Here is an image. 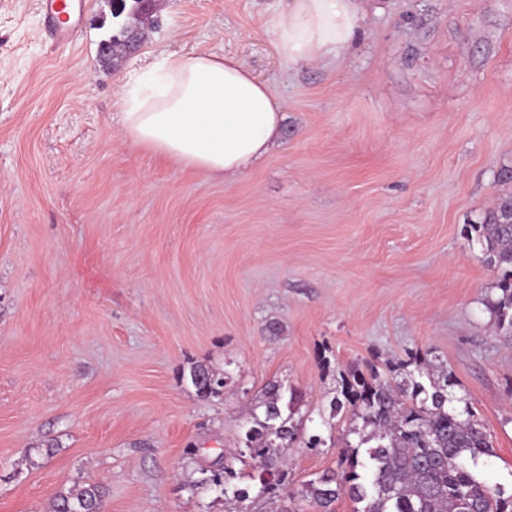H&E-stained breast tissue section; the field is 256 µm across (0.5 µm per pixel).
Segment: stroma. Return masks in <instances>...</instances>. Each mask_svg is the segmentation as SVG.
<instances>
[{
    "label": "stroma",
    "instance_id": "obj_1",
    "mask_svg": "<svg viewBox=\"0 0 512 512\" xmlns=\"http://www.w3.org/2000/svg\"><path fill=\"white\" fill-rule=\"evenodd\" d=\"M289 0H156L138 52L100 62L112 0L73 41L39 0H0V512L102 484L103 512H227L204 478L270 384L301 394L288 492L344 464L362 421L343 374L425 359L488 427L476 473L512 489V344L499 270L467 237L512 182V0H362L336 61L287 63ZM163 52L244 60L283 137L234 181L130 147L115 101ZM227 376L199 397L185 373Z\"/></svg>",
    "mask_w": 512,
    "mask_h": 512
}]
</instances>
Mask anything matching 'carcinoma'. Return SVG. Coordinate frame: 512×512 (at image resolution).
I'll list each match as a JSON object with an SVG mask.
<instances>
[{
	"label": "carcinoma",
	"instance_id": "obj_1",
	"mask_svg": "<svg viewBox=\"0 0 512 512\" xmlns=\"http://www.w3.org/2000/svg\"><path fill=\"white\" fill-rule=\"evenodd\" d=\"M112 17L117 30L107 38L122 46L142 21L137 6L126 9V0ZM470 241L477 242L487 263L502 271L500 294L486 303L496 332L512 341V197H502L486 211L481 222L470 225ZM418 376L400 383L372 371L354 370L341 380V389L330 402L331 413L351 408L367 433L360 436L348 466L322 473L307 483L304 497L316 512H332V505L345 493L362 504L358 512H512V494L480 480L471 466L493 453V441L485 424L468 405L452 406L453 376L424 374V362L414 360ZM190 380L203 398L224 387L225 375L205 364L190 367ZM281 387L272 384L263 400L264 417L251 415L244 446L234 457H247L253 469L258 495L279 494L283 474L277 469L282 450L298 431L295 408L301 394L292 391L281 405ZM364 453H359V450ZM363 455V460L356 457ZM224 500L241 502L246 489L230 487L221 476L211 479ZM103 491L96 483L59 495L51 512H97Z\"/></svg>",
	"mask_w": 512,
	"mask_h": 512
}]
</instances>
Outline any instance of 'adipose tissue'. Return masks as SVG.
Returning <instances> with one entry per match:
<instances>
[{"instance_id": "obj_1", "label": "adipose tissue", "mask_w": 512, "mask_h": 512, "mask_svg": "<svg viewBox=\"0 0 512 512\" xmlns=\"http://www.w3.org/2000/svg\"><path fill=\"white\" fill-rule=\"evenodd\" d=\"M363 15L359 0H290L269 25L280 56L314 64L343 55ZM117 106L131 146L232 181L283 135V103L234 56L160 54L133 71Z\"/></svg>"}]
</instances>
